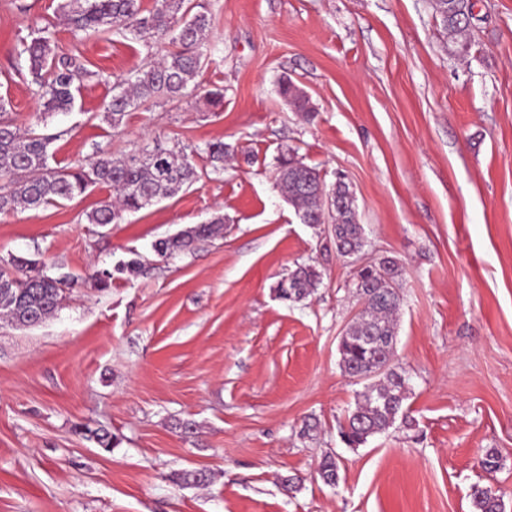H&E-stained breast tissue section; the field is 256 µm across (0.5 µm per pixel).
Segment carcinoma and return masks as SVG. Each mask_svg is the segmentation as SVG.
I'll use <instances>...</instances> for the list:
<instances>
[{
  "mask_svg": "<svg viewBox=\"0 0 512 512\" xmlns=\"http://www.w3.org/2000/svg\"><path fill=\"white\" fill-rule=\"evenodd\" d=\"M448 41L467 48V36L474 19L470 0H436ZM70 32L75 37L101 36L110 31H127L135 36L150 35L155 43L168 42L174 49L163 60L135 71L119 82L123 89L112 95L104 108L106 119L117 128L127 112L139 104L166 98L175 100L199 89L195 83L205 65L202 45L207 38L211 17L194 10L186 0H156L151 10L141 0H63ZM26 57L33 93L42 101L43 112H68L75 92L86 78L100 77L89 71L80 58L57 53L54 33L44 28L40 36L21 41L18 57ZM279 94L289 107L308 116L315 112L310 98L296 85L283 79ZM53 137L31 127L25 131L0 120V213L22 206L38 209L57 206L90 186H106L116 193L117 202L108 199L87 215L90 224H118L127 211H139L161 199L176 195L198 177L192 154L186 149H169L160 144L140 152L114 157L101 152L87 163L70 168H52L48 147ZM224 142L206 144L204 152L213 171L224 168ZM276 185L287 195L298 216L308 224L331 225L336 250L341 255L363 248V227L358 224L354 197L343 182L325 184L320 171L306 165L294 150L282 154L275 168ZM224 234V218L187 226L174 235L157 240L152 250L163 259L190 253L196 245ZM13 269H0V318L18 326L47 320L65 299V282L42 276L37 262L17 258ZM402 268L391 258H383L368 269L357 291L365 308L348 328L340 344V366L349 376L369 381L357 394L355 409L342 431L347 445L358 447L369 438L406 420L404 379L390 368L396 337L398 293ZM321 283L312 266H300L286 283H278L279 297L300 300ZM186 485H205L209 474L188 470L178 474ZM474 512H506L504 501L487 488L477 487L472 494Z\"/></svg>",
  "mask_w": 512,
  "mask_h": 512,
  "instance_id": "carcinoma-1",
  "label": "carcinoma"
}]
</instances>
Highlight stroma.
<instances>
[{"mask_svg": "<svg viewBox=\"0 0 512 512\" xmlns=\"http://www.w3.org/2000/svg\"><path fill=\"white\" fill-rule=\"evenodd\" d=\"M62 0H0V95L20 128L55 135L54 167L146 145L205 156L173 197L91 224L109 188L0 214V261L34 260L71 281L57 314L28 329L0 320V512H473L474 487L512 512V0H473L470 47L449 43L434 0H195L212 18L197 81L224 91L160 100L103 119L114 82L146 66L142 41L78 40ZM42 27L98 79L72 111L36 121L21 39ZM290 79L315 111H293ZM296 150L326 183L344 174L364 246L341 256L277 187ZM224 218L223 237L187 256L154 241ZM140 254L144 276L115 268ZM402 267L392 367L410 423L357 448L340 429L361 381L339 342L360 305L358 263ZM322 283L285 301L297 265ZM96 269L112 284H86ZM112 434L104 448L74 431ZM496 471L479 465L487 450ZM339 463L336 485L318 469ZM202 469L204 487L177 482Z\"/></svg>", "mask_w": 512, "mask_h": 512, "instance_id": "1", "label": "stroma"}]
</instances>
